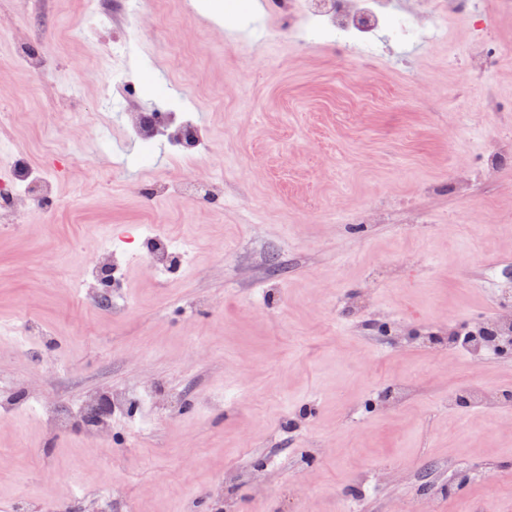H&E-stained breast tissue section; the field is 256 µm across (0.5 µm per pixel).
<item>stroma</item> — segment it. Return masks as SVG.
Segmentation results:
<instances>
[{
	"instance_id": "1",
	"label": "stroma",
	"mask_w": 512,
	"mask_h": 512,
	"mask_svg": "<svg viewBox=\"0 0 512 512\" xmlns=\"http://www.w3.org/2000/svg\"><path fill=\"white\" fill-rule=\"evenodd\" d=\"M474 2L411 39L394 0L367 41L301 4L145 0L153 29L92 36L82 0H0V145L67 159L0 220V512H512V356L448 343L512 316V8ZM166 110L195 160L130 135Z\"/></svg>"
}]
</instances>
